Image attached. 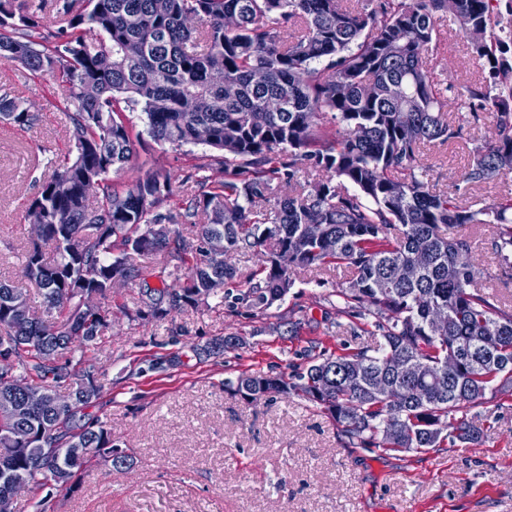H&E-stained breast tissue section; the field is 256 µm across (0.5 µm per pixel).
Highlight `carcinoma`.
<instances>
[{
    "label": "carcinoma",
    "instance_id": "carcinoma-1",
    "mask_svg": "<svg viewBox=\"0 0 512 512\" xmlns=\"http://www.w3.org/2000/svg\"><path fill=\"white\" fill-rule=\"evenodd\" d=\"M56 30L0 0V60L32 76L50 75L69 86L74 111L73 156L49 160L58 168L31 201L43 212L25 254L23 272L41 291L46 315L31 314L25 294L0 282V388L15 378L28 387H65L61 408L0 414V476L28 475L31 488L67 487L98 457L115 468L129 456L99 421L82 422L98 397L87 352L109 327L107 314L89 313L83 297L106 298L112 281H135L144 267L132 256L164 254L161 288H145L136 317L163 319L179 308L224 298L234 278L227 258L266 248L243 299L270 307L293 286L296 271L347 265L355 278L337 292L350 312L372 320L379 347L322 352L291 377L242 374L235 392L258 388L270 397L295 396L343 427L354 448L427 451L475 442L470 408L512 391V310L474 286L472 243L449 240L442 224H493L491 245L512 261V198L473 211L455 194L430 192L417 165L424 142L445 143L457 130L445 110L448 88L435 81L423 54L439 25L453 15L463 32L480 29L472 44L481 81L463 97L496 115L495 144L472 150L465 181L480 186L512 171V0H62ZM303 26L291 39L281 29ZM112 54V68L99 57ZM265 79L256 83L252 72ZM139 105L148 133L183 146L208 132L217 163L197 166L195 193L174 200L170 175L156 172L118 192L110 174L127 167L133 140L122 113ZM342 125L325 127L327 114ZM36 116L17 98H0V121L31 126ZM320 168L296 195L271 200L275 180L299 183L304 169ZM352 188L340 195L332 181ZM100 203L87 204L88 183ZM201 224L200 242H224L213 257L186 244L176 224ZM401 236L390 237L391 226ZM335 243L331 252L321 241ZM55 247L44 258L41 244ZM288 252V267L279 252ZM457 271L448 278V269ZM71 359L46 363L42 351ZM237 346L226 336L199 348L219 357ZM383 374L394 389L372 390ZM55 444L88 449L80 461L39 462L37 448Z\"/></svg>",
    "mask_w": 512,
    "mask_h": 512
}]
</instances>
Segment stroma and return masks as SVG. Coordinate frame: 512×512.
Returning a JSON list of instances; mask_svg holds the SVG:
<instances>
[{
  "mask_svg": "<svg viewBox=\"0 0 512 512\" xmlns=\"http://www.w3.org/2000/svg\"><path fill=\"white\" fill-rule=\"evenodd\" d=\"M424 61L452 103L481 77L469 38L450 17ZM4 95L21 98L38 119L22 131L0 123V280L26 294L38 315L39 292L21 272L31 237L23 215L54 176L45 158L69 148L70 90L55 78L0 64ZM453 115L460 137L420 148L427 188L456 193L471 209L512 197V174L480 187L463 178L472 147L494 136V116L467 107ZM123 117L135 153L113 175L114 185L124 190L162 170L174 176L175 191L189 190L188 176L213 149L155 141L141 108ZM441 233L470 239L478 288L512 306V267L491 248L492 226L455 224ZM351 277L347 266H321L298 273L284 301L270 308L212 302L162 320L135 318L139 282L115 288L100 302L109 327L89 354L100 389L90 413L105 422L133 467L118 471L97 459L50 498L19 493L13 512H512L510 398L470 409L469 420L482 431L478 442L398 452L351 447L341 426L298 398L250 402L225 389V380L244 371L291 374L306 366L311 351L375 346L374 327L344 312L337 296ZM228 335L243 337V345L209 361L195 355Z\"/></svg>",
  "mask_w": 512,
  "mask_h": 512,
  "instance_id": "obj_1",
  "label": "stroma"
}]
</instances>
